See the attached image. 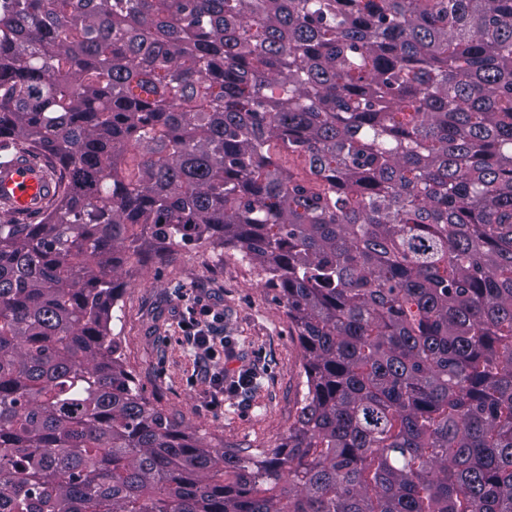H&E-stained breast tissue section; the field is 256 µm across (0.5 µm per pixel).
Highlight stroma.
<instances>
[{"label": "stroma", "mask_w": 512, "mask_h": 512, "mask_svg": "<svg viewBox=\"0 0 512 512\" xmlns=\"http://www.w3.org/2000/svg\"><path fill=\"white\" fill-rule=\"evenodd\" d=\"M118 284L112 335L152 402L243 457L286 442L301 397L303 350L283 304L238 250L176 247L162 259L145 251ZM199 299L221 316L207 354L195 351L183 329L187 307ZM219 372L228 382L249 372L253 382L215 409L211 378Z\"/></svg>", "instance_id": "stroma-1"}]
</instances>
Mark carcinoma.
<instances>
[{
  "label": "carcinoma",
  "instance_id": "1",
  "mask_svg": "<svg viewBox=\"0 0 512 512\" xmlns=\"http://www.w3.org/2000/svg\"><path fill=\"white\" fill-rule=\"evenodd\" d=\"M0 512H512V0H0ZM150 243L238 249L302 347L288 451L112 338ZM56 192V183L28 159L16 158L0 167V201L9 203L16 213L41 209Z\"/></svg>",
  "mask_w": 512,
  "mask_h": 512
}]
</instances>
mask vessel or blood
I'll return each instance as SVG.
<instances>
[{
    "instance_id": "b4317fda",
    "label": "vessel or blood",
    "mask_w": 512,
    "mask_h": 512,
    "mask_svg": "<svg viewBox=\"0 0 512 512\" xmlns=\"http://www.w3.org/2000/svg\"><path fill=\"white\" fill-rule=\"evenodd\" d=\"M56 183L29 160L15 159L0 167V201L27 214L41 209L56 193Z\"/></svg>"
}]
</instances>
